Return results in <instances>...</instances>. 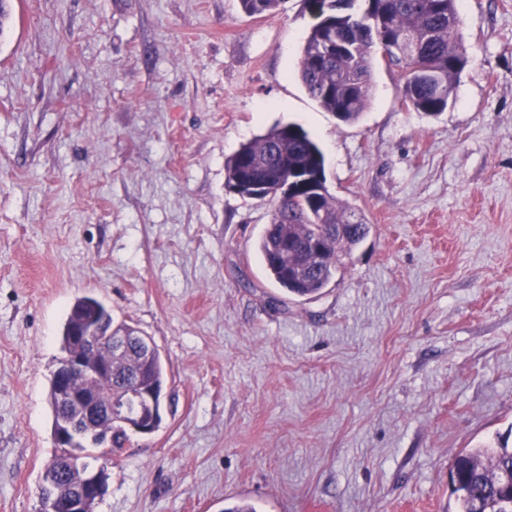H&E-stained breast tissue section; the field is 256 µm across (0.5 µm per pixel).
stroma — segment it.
Instances as JSON below:
<instances>
[{
    "label": "stroma",
    "mask_w": 512,
    "mask_h": 512,
    "mask_svg": "<svg viewBox=\"0 0 512 512\" xmlns=\"http://www.w3.org/2000/svg\"><path fill=\"white\" fill-rule=\"evenodd\" d=\"M0 6V512H39L59 331L87 294L167 372L95 512H454L455 459L512 445V0H463L444 112L405 106L378 59L354 123L298 77L308 0ZM278 122L371 226L309 299L264 270L270 206L225 188Z\"/></svg>",
    "instance_id": "35a3bbf8"
}]
</instances>
